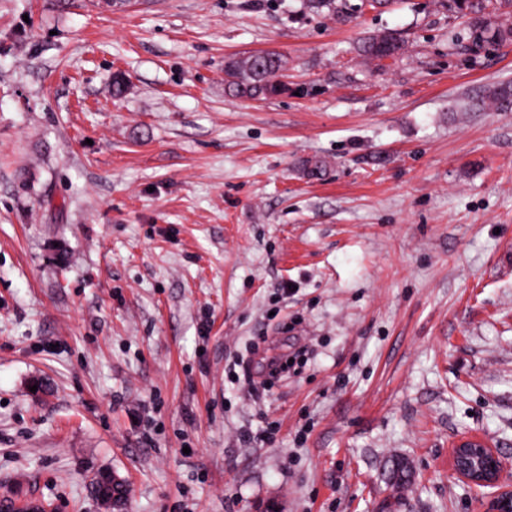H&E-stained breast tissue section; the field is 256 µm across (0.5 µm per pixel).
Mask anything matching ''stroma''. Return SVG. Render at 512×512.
<instances>
[{
  "label": "stroma",
  "mask_w": 512,
  "mask_h": 512,
  "mask_svg": "<svg viewBox=\"0 0 512 512\" xmlns=\"http://www.w3.org/2000/svg\"><path fill=\"white\" fill-rule=\"evenodd\" d=\"M383 30L403 52L359 56ZM454 34L446 0H0V491L484 512L471 433L512 484V42ZM261 51L290 93L226 94ZM448 462L451 477L485 497V511H512V485L503 482L504 463L495 446L477 435L463 436L448 448ZM92 488L99 498L122 502L125 495L123 485L109 474H100L92 480Z\"/></svg>",
  "instance_id": "stroma-1"
}]
</instances>
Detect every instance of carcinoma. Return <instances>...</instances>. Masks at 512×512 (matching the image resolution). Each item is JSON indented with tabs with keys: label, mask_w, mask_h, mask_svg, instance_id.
<instances>
[{
	"label": "carcinoma",
	"mask_w": 512,
	"mask_h": 512,
	"mask_svg": "<svg viewBox=\"0 0 512 512\" xmlns=\"http://www.w3.org/2000/svg\"><path fill=\"white\" fill-rule=\"evenodd\" d=\"M449 8L467 20L473 47L512 40V0H448ZM404 50V41L384 31L369 35L358 46L361 55L384 59ZM287 61L275 52H262L247 57L229 58L224 62V90L237 98L264 100L286 91L280 80ZM92 488L100 498L120 502L125 495L123 485L109 474L92 480Z\"/></svg>",
	"instance_id": "cac0c4a2"
}]
</instances>
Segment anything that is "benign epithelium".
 I'll return each instance as SVG.
<instances>
[{"mask_svg": "<svg viewBox=\"0 0 512 512\" xmlns=\"http://www.w3.org/2000/svg\"><path fill=\"white\" fill-rule=\"evenodd\" d=\"M451 477L481 493L485 512H512V485L504 484V463L495 446L477 435L463 436L448 448Z\"/></svg>", "mask_w": 512, "mask_h": 512, "instance_id": "benign-epithelium-1", "label": "benign epithelium"}]
</instances>
